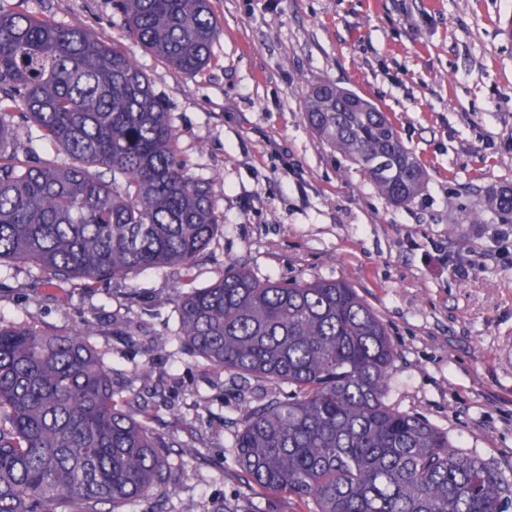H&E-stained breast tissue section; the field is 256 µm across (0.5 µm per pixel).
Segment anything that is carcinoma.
Wrapping results in <instances>:
<instances>
[{"label":"carcinoma","instance_id":"1","mask_svg":"<svg viewBox=\"0 0 512 512\" xmlns=\"http://www.w3.org/2000/svg\"><path fill=\"white\" fill-rule=\"evenodd\" d=\"M127 35L174 69L211 61L222 29L210 0H116ZM311 131L395 205L426 171L387 113L329 80L304 100ZM61 151L34 167L11 150L13 120ZM169 113L124 47L25 10L0 13V268L32 264L59 284L94 285L148 269L185 271L175 337L242 391L261 383L231 436L252 498L306 512H512V479L390 404L396 348L383 320L345 281L260 279L237 262L192 286L221 225L210 182L176 148ZM512 220V187L489 199ZM0 322V512H126L175 494L171 441L131 418L89 337ZM288 397H282L283 391Z\"/></svg>","mask_w":512,"mask_h":512}]
</instances>
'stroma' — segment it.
<instances>
[{
	"label": "stroma",
	"instance_id": "35a3bbf8",
	"mask_svg": "<svg viewBox=\"0 0 512 512\" xmlns=\"http://www.w3.org/2000/svg\"><path fill=\"white\" fill-rule=\"evenodd\" d=\"M222 28L210 63L186 75L127 39L114 0H26L33 15L122 43L169 113L177 147L210 179L223 225L192 271L217 281L227 262L255 276L343 280L386 323L398 352L388 400L447 430L467 452L512 467V222L476 195L512 186V0H210ZM330 79L394 121L427 180L405 206L320 141L304 116ZM20 160H64L15 119ZM459 222L449 225V213ZM465 269L458 277L457 269ZM177 267L62 286L17 263L0 275V320L53 333L97 325L92 344L122 384L125 409L176 439L183 503L224 512L244 492L228 449L243 396L179 342ZM122 326H115V319ZM150 365L147 382L129 383Z\"/></svg>",
	"mask_w": 512,
	"mask_h": 512
}]
</instances>
